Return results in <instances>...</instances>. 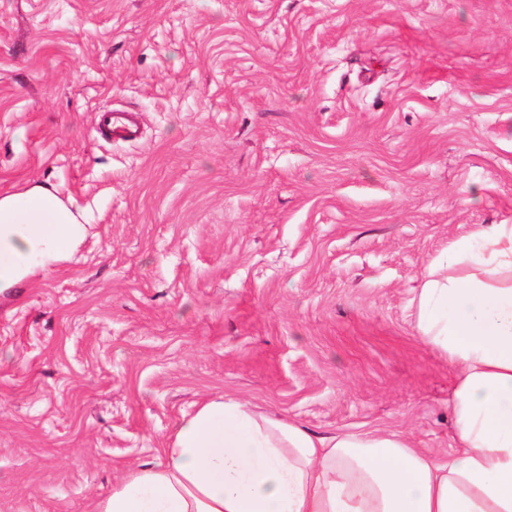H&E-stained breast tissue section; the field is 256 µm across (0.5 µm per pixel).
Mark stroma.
<instances>
[{
  "instance_id": "obj_1",
  "label": "stroma",
  "mask_w": 512,
  "mask_h": 512,
  "mask_svg": "<svg viewBox=\"0 0 512 512\" xmlns=\"http://www.w3.org/2000/svg\"><path fill=\"white\" fill-rule=\"evenodd\" d=\"M35 185L86 234L0 291V512H88L223 397L447 459L417 301L512 224V0H0V195ZM97 133L111 141H131L138 136L136 116L126 111L101 110L96 119Z\"/></svg>"
}]
</instances>
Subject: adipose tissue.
Wrapping results in <instances>:
<instances>
[{
	"mask_svg": "<svg viewBox=\"0 0 512 512\" xmlns=\"http://www.w3.org/2000/svg\"><path fill=\"white\" fill-rule=\"evenodd\" d=\"M84 233L47 188L1 196L0 288ZM417 328L455 373L447 461L396 434L319 436L212 400L92 512H512V224H480L449 245L447 276H425Z\"/></svg>",
	"mask_w": 512,
	"mask_h": 512,
	"instance_id": "ef3b65f1",
	"label": "adipose tissue"
}]
</instances>
